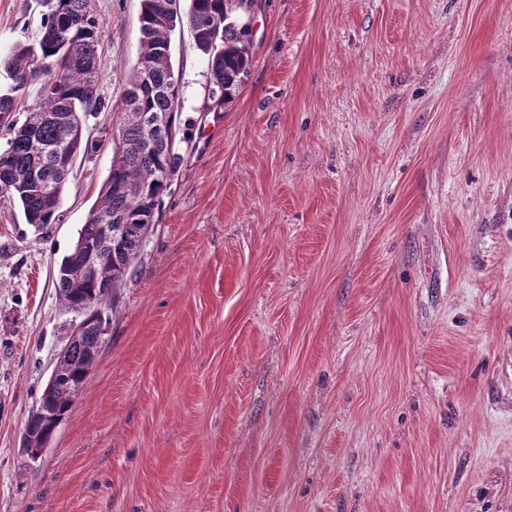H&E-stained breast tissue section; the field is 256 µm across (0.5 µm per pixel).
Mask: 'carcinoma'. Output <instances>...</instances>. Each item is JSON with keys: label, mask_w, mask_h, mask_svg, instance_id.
Instances as JSON below:
<instances>
[{"label": "carcinoma", "mask_w": 512, "mask_h": 512, "mask_svg": "<svg viewBox=\"0 0 512 512\" xmlns=\"http://www.w3.org/2000/svg\"><path fill=\"white\" fill-rule=\"evenodd\" d=\"M142 0L139 63L123 98V112L108 142L84 138L82 116L100 112L98 65L102 26L92 0H49V13L34 44L18 43L3 60L13 84L0 93V197L22 208L37 228L61 219V192L77 154L110 146L112 160L101 199L92 210L97 224L112 225V237L97 235L104 259L92 265L78 247L63 257L56 284L62 306L83 316L82 331L69 337L57 360V377L45 386L43 404L65 415L90 378L106 330L93 311L117 298L135 269L142 247L158 222L164 198L181 161L180 82L168 51L176 29L188 27L208 60L210 112H221L249 75L251 30L238 14L255 0ZM42 76L39 102L15 119L32 79ZM135 224L137 233H124ZM53 420L30 416L25 424L38 444L53 435Z\"/></svg>", "instance_id": "1"}]
</instances>
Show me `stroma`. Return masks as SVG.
<instances>
[{
	"label": "stroma",
	"instance_id": "1",
	"mask_svg": "<svg viewBox=\"0 0 512 512\" xmlns=\"http://www.w3.org/2000/svg\"><path fill=\"white\" fill-rule=\"evenodd\" d=\"M108 138L141 0H92ZM46 0H0V56ZM250 73L188 137L89 381L22 446L80 315L56 274L110 150L59 223L0 198V512H512V0H258ZM53 428L54 424L52 418L43 416L32 417L30 414L25 424V429L37 444H42L45 441L39 448H29L28 440L24 432L25 445L32 458L36 459L42 456L49 442V440H46L54 434Z\"/></svg>",
	"mask_w": 512,
	"mask_h": 512
}]
</instances>
